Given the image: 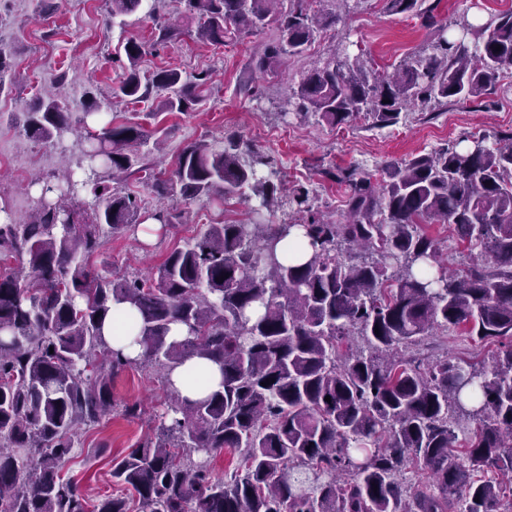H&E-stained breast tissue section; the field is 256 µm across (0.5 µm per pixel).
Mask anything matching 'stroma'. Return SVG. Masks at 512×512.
<instances>
[{
    "label": "stroma",
    "mask_w": 512,
    "mask_h": 512,
    "mask_svg": "<svg viewBox=\"0 0 512 512\" xmlns=\"http://www.w3.org/2000/svg\"><path fill=\"white\" fill-rule=\"evenodd\" d=\"M512 7V0H441L437 21L447 24ZM109 0H0V50L7 55L10 78L0 92V207H10L17 221L27 220L33 209L38 181L54 179L63 155H77L76 135L63 146L29 138L23 130L24 114L44 93L57 96L72 112H82L87 94H94L103 119L133 122L153 139L164 143L162 151L147 154L155 172L171 175L177 157L187 145L204 140L222 145L235 136L271 154L291 182L310 184L315 203L334 219L343 214V189L327 179V168L381 169L388 162L426 153L482 135L512 137V75L505 76L483 98L433 109H413L405 120L388 127L375 126L359 117L336 127L308 118H278L276 104L289 87L298 83L313 61L326 56L346 33L351 54L368 51L379 68L398 64L435 38L434 28L419 18L386 13L383 0H362L338 30L321 34L307 53L288 58L277 76L251 72L249 63L264 45L276 37V25L260 33L215 45L196 39L197 19L188 17L182 0H145L144 8L113 24ZM175 22L177 39L153 48L157 16ZM134 39L147 44L140 70L150 73L162 67L178 69L184 77L206 71L210 84L205 99L193 112L181 114L161 108V96L131 103L112 96L123 78L124 61L115 59L120 42ZM143 213L164 207L179 219L162 225L155 242L144 245L138 230L107 239L92 261L95 272L118 277L134 276L159 265L174 247H181L203 233L210 222L207 200L180 196L159 197L144 182L128 183ZM496 348L472 340L451 329L431 337L420 355L445 356L490 363ZM112 413L84 431L63 472L90 500L120 494L112 481V459L127 454L148 433L151 417L170 407L169 391L153 365L129 368L112 381ZM139 402L146 413L138 418L123 414L126 403ZM105 452H97L99 444Z\"/></svg>",
    "instance_id": "stroma-1"
}]
</instances>
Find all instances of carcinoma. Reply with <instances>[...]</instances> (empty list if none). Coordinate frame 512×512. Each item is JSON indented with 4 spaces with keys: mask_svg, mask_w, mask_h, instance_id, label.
I'll list each match as a JSON object with an SVG mask.
<instances>
[{
    "mask_svg": "<svg viewBox=\"0 0 512 512\" xmlns=\"http://www.w3.org/2000/svg\"><path fill=\"white\" fill-rule=\"evenodd\" d=\"M142 2L111 0L112 16ZM183 2L203 19L196 37L214 44L276 21L277 38L253 67L268 74L336 28L351 0H333L339 11H315L311 0ZM438 6L385 0L387 13L427 25ZM156 31V44L179 34L160 20ZM119 52L126 75L113 97L143 102L166 91L169 112L203 101L207 73L187 80L160 68L143 78L144 44L127 40ZM511 66L509 8L440 28L429 51L391 72L344 46L304 71L287 102L330 125L363 115L393 126L412 105L481 98ZM99 112L90 95L81 117L53 97L25 113L29 137L51 143L74 133L90 165L72 181L67 163L28 221L0 223V264L11 266L0 275V512H512L504 494L512 484V141L483 136L465 151L391 161L378 180L329 169L346 190L345 214L332 220L314 208L307 184L284 185L268 156L238 140L194 142L170 178L151 174L135 154L148 135L110 121L94 129L87 119ZM119 180L220 206L237 200L252 222L210 224L132 279L100 275L89 261L103 233L144 221L133 194L111 189ZM275 206L288 219L268 224L264 212ZM433 223L465 244L461 268L440 263L423 229ZM294 227L312 248L305 260L279 248ZM114 302L137 312L139 361L103 338ZM176 323L187 335L171 341ZM451 328L499 344L491 366L406 357ZM349 336L363 348L343 356ZM195 356L219 366L220 388L198 401L170 391L154 436L112 458V480L135 498L90 503L62 470L78 432L112 412L115 375L142 362L167 375ZM268 378L274 383L262 386ZM456 417L475 423L461 445ZM227 448L243 449L242 463L217 476L211 460ZM412 463L430 489L409 477Z\"/></svg>",
    "mask_w": 512,
    "mask_h": 512,
    "instance_id": "cac0c4a2",
    "label": "carcinoma"
}]
</instances>
